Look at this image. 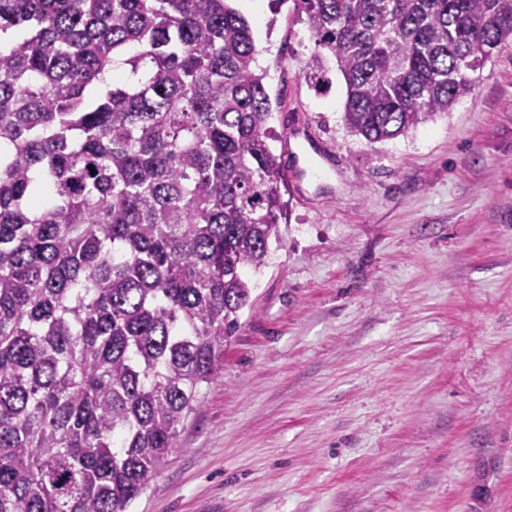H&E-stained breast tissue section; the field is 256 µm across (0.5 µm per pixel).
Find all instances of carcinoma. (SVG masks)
I'll use <instances>...</instances> for the list:
<instances>
[{"instance_id": "cac0c4a2", "label": "carcinoma", "mask_w": 512, "mask_h": 512, "mask_svg": "<svg viewBox=\"0 0 512 512\" xmlns=\"http://www.w3.org/2000/svg\"><path fill=\"white\" fill-rule=\"evenodd\" d=\"M294 2L369 143L447 113L512 40V0ZM7 35L0 512H131L281 239L267 72L228 0H0Z\"/></svg>"}]
</instances>
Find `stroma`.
Wrapping results in <instances>:
<instances>
[{"instance_id":"1","label":"stroma","mask_w":512,"mask_h":512,"mask_svg":"<svg viewBox=\"0 0 512 512\" xmlns=\"http://www.w3.org/2000/svg\"><path fill=\"white\" fill-rule=\"evenodd\" d=\"M271 126L322 147L253 308L133 512H512V42L407 135L345 128L294 0H231Z\"/></svg>"}]
</instances>
